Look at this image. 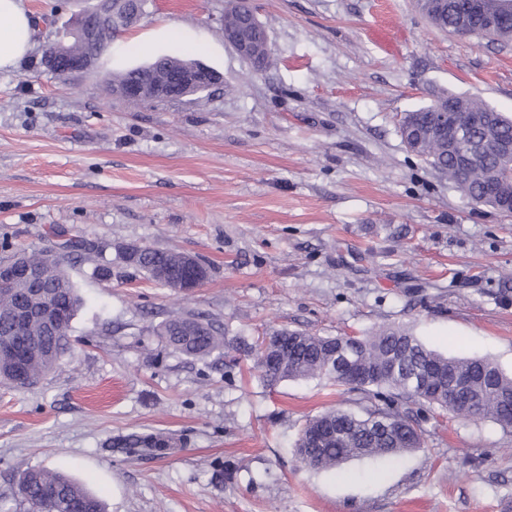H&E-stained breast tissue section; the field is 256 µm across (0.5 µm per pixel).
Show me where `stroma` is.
Listing matches in <instances>:
<instances>
[{
	"label": "stroma",
	"instance_id": "35a3bbf8",
	"mask_svg": "<svg viewBox=\"0 0 512 512\" xmlns=\"http://www.w3.org/2000/svg\"><path fill=\"white\" fill-rule=\"evenodd\" d=\"M95 2L23 0L33 47L0 71V261L87 244L68 267L85 300L71 351L33 387L0 384V507L48 467L106 512H512V430L412 403L421 448L315 471L293 452L300 430L359 410L360 393L267 387L233 346L392 325L512 374V217L466 199L399 132L444 91L512 117V41L442 31L416 0H251L271 48L257 71L224 39L228 0H148L97 68L46 70L57 31ZM139 38L157 56L203 42L223 84L176 103L108 96L105 72L146 63L128 48ZM131 244L194 256L210 277L162 286L126 265ZM184 313L224 328L222 354L165 342ZM132 432L172 446L114 448Z\"/></svg>",
	"mask_w": 512,
	"mask_h": 512
}]
</instances>
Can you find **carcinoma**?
I'll return each instance as SVG.
<instances>
[{
  "mask_svg": "<svg viewBox=\"0 0 512 512\" xmlns=\"http://www.w3.org/2000/svg\"><path fill=\"white\" fill-rule=\"evenodd\" d=\"M481 20H469L465 29L456 25V16L448 11V22L440 29L451 33L478 34ZM119 29L110 21L99 24L92 43L84 46L88 52L102 55L112 47ZM196 62L178 56H163L150 66L118 71L104 77L107 92L115 84L148 83L165 78L168 71ZM468 104L474 112H486L492 106L486 102L453 93L437 96L433 106L448 109ZM429 113L421 108L404 113L400 132L417 128L424 133L415 153L451 182L470 200L489 205L484 189L491 184L492 175L512 168V162L492 150L483 153L479 162L467 171H461L448 156L447 144L430 132ZM77 241L68 240L63 248L66 254L53 262L47 291L58 299L62 319L55 331L46 329L39 321H28L17 327L10 321L13 309L27 301L24 288L0 287V339L20 337L33 346L31 354L18 363L12 357H0V381L22 389L36 383L54 370L67 352L71 322L83 300L67 272L70 254L80 249ZM180 254L174 251L151 249L147 252L135 247L126 254V262L136 270L154 277L160 270L177 271ZM173 349L183 355L207 357L225 346L224 329L213 320L199 314L172 316L160 329ZM353 342V364L370 371L368 379L358 383L357 390L365 396H377L384 391L403 397L408 402H419L415 379L428 366L435 368L436 391L425 400L429 406L449 409L464 417L490 418L504 428H512V376L500 371L482 357H448L428 348L409 330L381 327L365 336H318L302 330L278 329L265 336L260 343L245 349L256 359L262 380L273 385L283 380L325 377L338 385H351L340 371L341 355L335 351L341 345ZM467 371L474 375L472 402L451 398V383L455 373ZM325 429L324 438L311 448L304 438L313 428ZM422 434L414 426L407 412L398 407L377 405L362 407V413L348 410H327L308 420L294 445L295 453L309 467L334 470L350 459L395 457L419 448ZM116 446L128 454L150 452L165 454L169 441L147 433H131L117 439ZM23 512H104V505L70 476L59 471L39 467L23 474L16 491Z\"/></svg>",
  "mask_w": 512,
  "mask_h": 512,
  "instance_id": "cac0c4a2",
  "label": "carcinoma"
}]
</instances>
